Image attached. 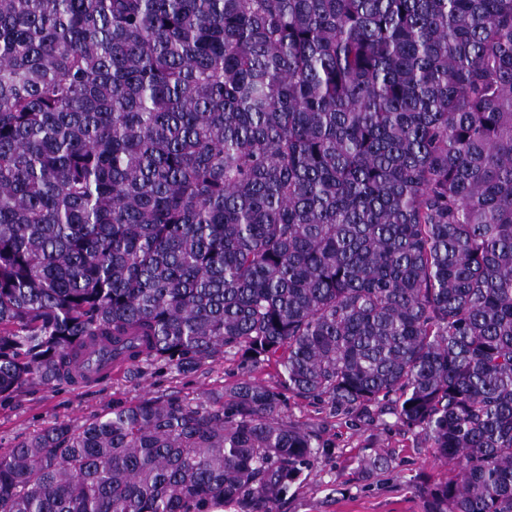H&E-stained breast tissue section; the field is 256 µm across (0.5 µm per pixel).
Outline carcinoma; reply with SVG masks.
<instances>
[{
    "mask_svg": "<svg viewBox=\"0 0 512 512\" xmlns=\"http://www.w3.org/2000/svg\"><path fill=\"white\" fill-rule=\"evenodd\" d=\"M228 355L0 453V512H276L287 394L512 512V0H0V398Z\"/></svg>",
    "mask_w": 512,
    "mask_h": 512,
    "instance_id": "1",
    "label": "carcinoma"
}]
</instances>
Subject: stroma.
Masks as SVG:
<instances>
[{"mask_svg":"<svg viewBox=\"0 0 512 512\" xmlns=\"http://www.w3.org/2000/svg\"><path fill=\"white\" fill-rule=\"evenodd\" d=\"M237 376V363L228 356L192 373L152 368L135 378L120 370L95 385H35L0 400V452L54 422L83 424L115 402L170 393L202 399ZM285 415L298 423L318 424L323 447L312 470L288 491L277 512H424L422 484L448 475L447 466L430 449L417 447L413 437L395 426L333 417L323 405L295 398L287 399ZM386 453L392 456L389 468H365V461Z\"/></svg>","mask_w":512,"mask_h":512,"instance_id":"35a3bbf8","label":"stroma"}]
</instances>
